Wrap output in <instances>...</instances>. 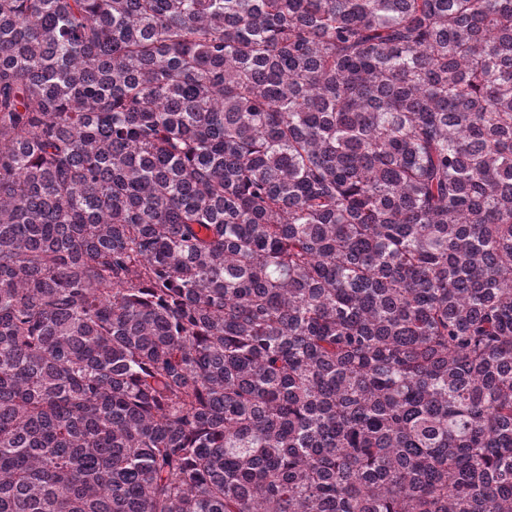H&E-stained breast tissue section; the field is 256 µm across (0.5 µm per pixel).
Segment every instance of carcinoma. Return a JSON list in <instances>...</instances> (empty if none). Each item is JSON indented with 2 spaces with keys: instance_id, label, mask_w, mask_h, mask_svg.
<instances>
[{
  "instance_id": "obj_1",
  "label": "carcinoma",
  "mask_w": 512,
  "mask_h": 512,
  "mask_svg": "<svg viewBox=\"0 0 512 512\" xmlns=\"http://www.w3.org/2000/svg\"><path fill=\"white\" fill-rule=\"evenodd\" d=\"M0 512H512V0H0Z\"/></svg>"
}]
</instances>
